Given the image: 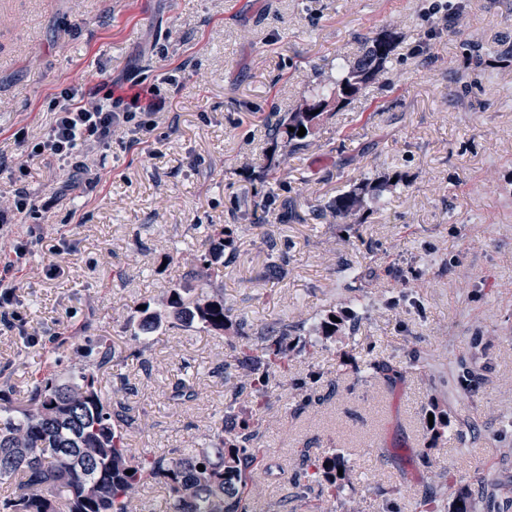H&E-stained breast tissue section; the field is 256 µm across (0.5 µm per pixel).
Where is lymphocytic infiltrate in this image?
<instances>
[{
	"label": "lymphocytic infiltrate",
	"mask_w": 512,
	"mask_h": 512,
	"mask_svg": "<svg viewBox=\"0 0 512 512\" xmlns=\"http://www.w3.org/2000/svg\"><path fill=\"white\" fill-rule=\"evenodd\" d=\"M113 95L112 80L106 75L86 93L75 87L62 89L51 100L50 125L39 138L23 144L21 167L68 164L86 186L97 184L101 175L98 168L87 164L88 155L109 149L116 130L136 134L154 129L152 116L161 109L146 91L138 90L129 96L125 108L116 111L112 108Z\"/></svg>",
	"instance_id": "f902f5d3"
}]
</instances>
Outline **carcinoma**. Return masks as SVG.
I'll return each instance as SVG.
<instances>
[{"label":"carcinoma","mask_w":512,"mask_h":512,"mask_svg":"<svg viewBox=\"0 0 512 512\" xmlns=\"http://www.w3.org/2000/svg\"><path fill=\"white\" fill-rule=\"evenodd\" d=\"M394 50L391 31L368 40L360 57L342 65L331 94L318 93L312 102L281 117L272 139H286L294 151L309 146L308 137L319 125L328 99L338 105L353 100L386 72ZM301 126L306 130L303 137L289 131ZM388 189L387 181L364 179L336 196L333 213L340 220L356 219ZM209 240L210 248L202 255L207 273L199 275L201 280L211 277L209 270L224 257V231ZM141 314L138 328L144 333L170 319L215 335L232 325L224 309V293L203 286L190 301L183 289L170 288L158 307L148 303ZM334 316L328 314L317 328L326 340L346 330L345 318L335 322ZM294 347L288 329L280 328L269 331L262 347L242 349L243 361L260 356L265 361V370L250 381L253 415L265 412L270 375L288 370ZM259 454L246 420L237 429H218L210 446L180 458L132 452L126 431L112 419L111 405L88 365L33 381L20 409L0 407V481L14 486L10 512H134L135 496L150 483L164 489L169 512H245L241 503L251 470L261 462ZM200 465L204 470H198ZM128 470L133 474H126ZM351 470L349 460L334 450L313 463V472L302 469L298 481L306 490L313 482L321 483L334 497L345 489Z\"/></svg>","instance_id":"1"}]
</instances>
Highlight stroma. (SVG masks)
<instances>
[{"instance_id":"1","label":"stroma","mask_w":512,"mask_h":512,"mask_svg":"<svg viewBox=\"0 0 512 512\" xmlns=\"http://www.w3.org/2000/svg\"><path fill=\"white\" fill-rule=\"evenodd\" d=\"M435 0H0V204L15 134L40 135L61 89L154 88L157 127L118 133L95 186L68 171L23 177L39 206L0 231L45 249L8 273L0 404H24L35 371L96 363L130 448L169 458L246 418L262 361L240 347L271 328L315 341L331 310L354 333L294 351L250 419L264 449L248 512H423L459 491L473 512L512 488V0H464L448 31ZM389 30L387 69L329 107L306 149L270 129L331 90L342 61ZM481 56L474 66L473 56ZM275 161L267 172V161ZM398 184L357 223L328 204L363 178ZM232 240L212 274L235 335L167 326L135 335L139 307L197 285L208 226ZM397 370L370 374L371 361ZM193 396L176 400L179 384ZM448 418L434 436L430 413ZM340 450L341 497L295 486L303 464Z\"/></svg>"}]
</instances>
